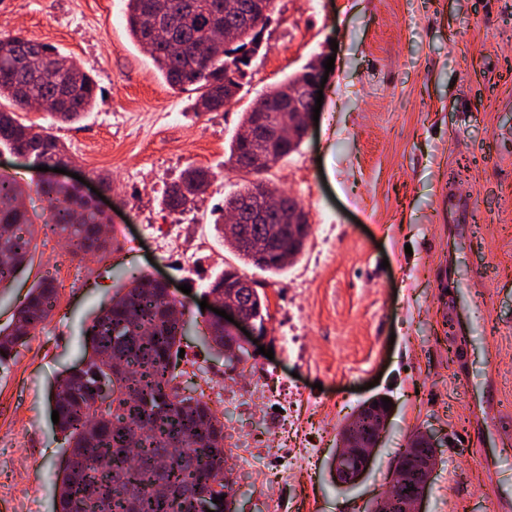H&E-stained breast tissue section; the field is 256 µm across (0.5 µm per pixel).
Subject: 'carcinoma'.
Returning a JSON list of instances; mask_svg holds the SVG:
<instances>
[{"mask_svg": "<svg viewBox=\"0 0 512 512\" xmlns=\"http://www.w3.org/2000/svg\"><path fill=\"white\" fill-rule=\"evenodd\" d=\"M238 16H224L221 0H127L126 27L137 45L152 26L163 31L150 53L156 70L169 87L196 91L193 110L200 116L224 107V97L241 88L239 79L249 66L261 38L259 24L269 19L274 0H264V14L252 10L254 0H242ZM238 31L237 45L217 47L213 41L224 25ZM300 75L284 80L257 98L242 115V125L265 114L269 125L282 90L298 83ZM97 84L76 61L54 46L21 36L0 37V99L23 107L29 99L63 98L52 109L56 121L72 124L90 111ZM0 144L32 156V171L70 159L67 147L51 134L36 132L0 107ZM302 142L267 143L262 159L249 162L250 150L238 139L230 141L225 163L239 171L250 168L253 180L224 198V209L248 207L249 188L263 185V175L277 162L298 151ZM188 167L164 192L161 203L184 213L200 199ZM33 194L42 203L36 224L19 204ZM107 217L76 186L57 185L41 177L29 180L0 172V288H6L29 264L31 243L44 231L65 240L82 258L106 253L109 242L101 228ZM217 234L246 265L273 275L286 266L276 256L257 258L251 240L263 235L275 246H288L291 259L304 250L310 234L308 214L292 196L279 214H255L249 224H214ZM241 276L228 267L208 291L218 293L224 282ZM125 280L112 301L103 306L89 328L90 352L62 375L55 388L57 427L63 433L64 478L58 487L55 512H198L196 486L211 481L216 494H231L226 477L224 422L206 401L186 392L177 382L176 360L187 332L190 311L166 291L163 284L137 269L121 272ZM58 288L54 279L41 277L30 288L12 322L0 327V367L6 365L31 330L54 312ZM247 315L259 326L270 318L266 295L252 288L239 295ZM210 346L229 362L242 355L225 353L233 338L224 327L207 324Z\"/></svg>", "mask_w": 512, "mask_h": 512, "instance_id": "1", "label": "carcinoma"}]
</instances>
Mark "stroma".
I'll return each instance as SVG.
<instances>
[{
	"instance_id": "35a3bbf8",
	"label": "stroma",
	"mask_w": 512,
	"mask_h": 512,
	"mask_svg": "<svg viewBox=\"0 0 512 512\" xmlns=\"http://www.w3.org/2000/svg\"><path fill=\"white\" fill-rule=\"evenodd\" d=\"M124 11L125 0H0V35L51 44L94 76L101 95L79 123L33 107L19 116L73 157L69 174L46 179L110 181L104 210L123 229L100 259H74L38 235L30 268L0 291L3 325L39 277L68 276L53 316L0 369V512L28 500L54 510L65 443L51 395L84 355L118 269L190 285L196 311L234 264L213 229L244 182L224 151L250 103L316 57L334 60L319 121L266 175L298 200L311 234L280 274L244 269L268 298L260 342L274 355L228 366L195 327L177 370L193 395L225 396V433L251 446L228 459L237 512H265L272 497L280 512H365L416 433L438 443L423 512H491L489 472L458 440L490 364L496 429L512 449V0H275L238 95L199 117L193 92L169 89L133 45ZM190 166L209 172V189L190 211L163 210L166 187ZM457 201L469 210L459 239L448 224ZM173 224L198 244L192 274L145 233ZM462 286L480 300L479 334L464 339L448 326ZM377 395L393 412L363 481L340 489L329 470L338 431Z\"/></svg>"
}]
</instances>
